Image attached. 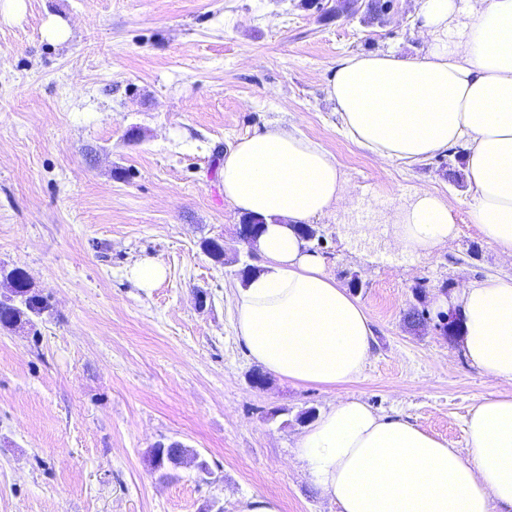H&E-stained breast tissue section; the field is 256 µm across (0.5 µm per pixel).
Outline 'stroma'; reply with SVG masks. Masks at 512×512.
I'll return each mask as SVG.
<instances>
[{
  "label": "stroma",
  "instance_id": "stroma-1",
  "mask_svg": "<svg viewBox=\"0 0 512 512\" xmlns=\"http://www.w3.org/2000/svg\"><path fill=\"white\" fill-rule=\"evenodd\" d=\"M23 2L9 15L0 0V268L24 270L51 308L0 329V512H237L250 495L336 512L294 460L298 417L351 397L467 453L469 407L512 385L406 314L512 265L469 221L463 160L381 164L341 132L326 93L350 53H423L417 0H394L381 25L322 21L299 0ZM52 22L63 37L47 36ZM272 124L320 143L351 189L313 220L315 254L374 328L350 383L255 388L235 332L234 258L247 248L222 156ZM421 187L446 198L457 229L428 255L395 245L386 221ZM206 237L223 240L227 264L202 251ZM144 260L166 270L151 288L129 276ZM167 440L211 477L159 479L148 452Z\"/></svg>",
  "mask_w": 512,
  "mask_h": 512
}]
</instances>
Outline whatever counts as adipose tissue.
<instances>
[{
    "label": "adipose tissue",
    "mask_w": 512,
    "mask_h": 512,
    "mask_svg": "<svg viewBox=\"0 0 512 512\" xmlns=\"http://www.w3.org/2000/svg\"><path fill=\"white\" fill-rule=\"evenodd\" d=\"M417 19L429 38L422 55H346L327 95L345 134L382 162L463 148L469 219L512 262V0H419ZM221 176L232 206L266 219L261 269L234 294L250 358L292 382L358 379L375 344L371 321L294 231L347 201L334 156L275 126L242 138ZM390 218L396 244L423 254L456 232L447 200L427 187ZM439 305L456 312L470 364L512 384V275L468 282ZM464 432L466 459L404 416L344 399L307 427L295 458L336 512H512V396L475 403Z\"/></svg>",
    "instance_id": "ef3b65f1"
}]
</instances>
